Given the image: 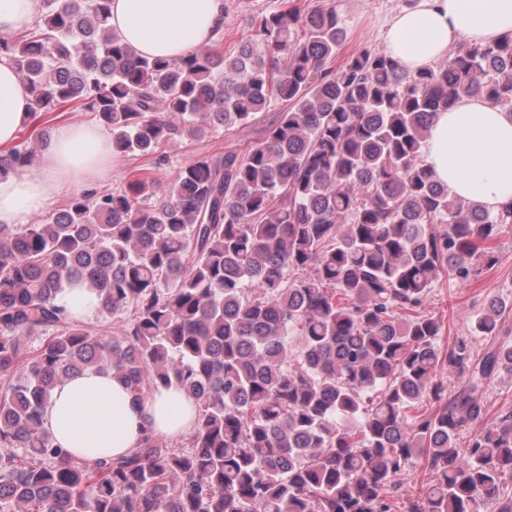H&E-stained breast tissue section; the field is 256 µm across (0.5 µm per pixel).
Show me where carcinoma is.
Masks as SVG:
<instances>
[{
	"label": "carcinoma",
	"mask_w": 512,
	"mask_h": 512,
	"mask_svg": "<svg viewBox=\"0 0 512 512\" xmlns=\"http://www.w3.org/2000/svg\"><path fill=\"white\" fill-rule=\"evenodd\" d=\"M111 3L42 0L29 30L0 38L35 117L93 112L128 157L247 125L274 96L287 108L243 153L0 225V512H512V410L488 423L483 403L512 375L506 309L476 316L480 356L421 312L442 278L494 267L512 229V201L451 197L423 163L434 114L460 97L512 115V38L460 42L418 74L368 49L333 69L336 10L277 7L255 20L258 51L169 61L124 42ZM35 161L0 152V177ZM78 283L121 325L54 303ZM87 369L138 399L177 387L195 430L106 461L66 453L44 409ZM421 461L432 479L406 496L398 477Z\"/></svg>",
	"instance_id": "obj_1"
}]
</instances>
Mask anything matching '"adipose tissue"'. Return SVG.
I'll use <instances>...</instances> for the list:
<instances>
[{"label":"adipose tissue","mask_w":512,"mask_h":512,"mask_svg":"<svg viewBox=\"0 0 512 512\" xmlns=\"http://www.w3.org/2000/svg\"><path fill=\"white\" fill-rule=\"evenodd\" d=\"M224 0H112L110 26L139 54L180 59L222 21ZM512 36V0H418L384 33L386 52L415 74L459 39L491 44ZM30 96L16 68L0 57V146L29 120ZM424 162L454 197L493 211L512 200V117L481 96L459 98L434 115ZM112 168V140L73 122L57 134L39 168L0 179V224L41 211L62 187L92 189ZM198 408L177 388L142 399L109 372L86 370L58 383L44 410L55 445L89 461L129 453L146 434L173 440L194 430Z\"/></svg>","instance_id":"1"}]
</instances>
